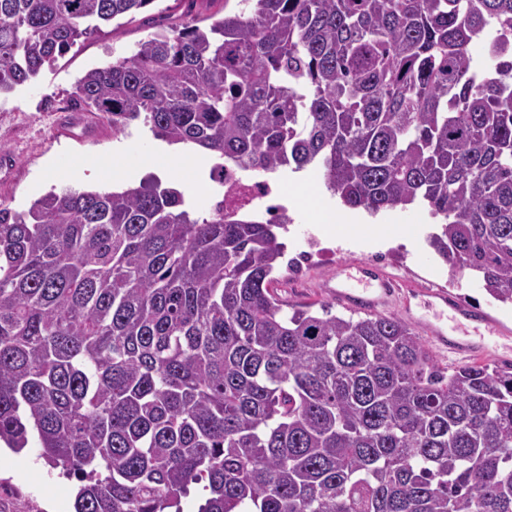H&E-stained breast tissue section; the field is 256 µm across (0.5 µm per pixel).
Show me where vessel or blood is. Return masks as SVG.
<instances>
[{
	"label": "vessel or blood",
	"instance_id": "vessel-or-blood-1",
	"mask_svg": "<svg viewBox=\"0 0 512 512\" xmlns=\"http://www.w3.org/2000/svg\"><path fill=\"white\" fill-rule=\"evenodd\" d=\"M324 285L338 301L360 312L382 313L393 302V279L364 263L342 264L337 269L335 277L326 279ZM430 295L435 300L436 308L452 309L453 318L457 323L483 325L488 332H495L496 327L487 316L476 315L467 305L450 299L445 292L434 289ZM426 328L439 344L454 351L467 352L474 346L473 341L449 335L447 328L442 324L430 322Z\"/></svg>",
	"mask_w": 512,
	"mask_h": 512
}]
</instances>
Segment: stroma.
Returning <instances> with one entry per match:
<instances>
[{"mask_svg":"<svg viewBox=\"0 0 512 512\" xmlns=\"http://www.w3.org/2000/svg\"><path fill=\"white\" fill-rule=\"evenodd\" d=\"M241 8L240 0H153L135 19L119 18L102 26L100 31L77 41L34 81L1 94L0 155L12 160L5 195L9 207L17 212L28 210L54 188L95 189L94 173L100 168L102 157L123 154L132 158L162 150L163 141L155 139L138 121L115 134L97 126L58 123L54 116L60 105L69 104L75 83L88 70L130 55L152 33L180 24L188 14L207 28L224 14ZM199 155V150H184L186 167L182 179L188 182L189 192L198 193L192 207L204 215L212 204L208 173L216 158L211 155L203 161ZM294 210L293 224L280 235L287 246L286 257L306 249L313 238L320 239L322 245L336 247L337 252L334 259L308 264L298 279L293 278L287 265L279 266L274 293L288 307L329 303L334 313L347 314L345 305L331 302L321 283L335 274L338 263L364 261L396 280L399 302L409 303L415 314L434 319L435 312L429 308L425 293L432 284L446 289L453 299L485 311L501 326L498 335L482 328L471 330V338L483 339L485 347L461 354L438 347L422 326H415L420 341L441 367L452 370L474 363L493 366L512 362V305L489 296L477 276L468 272L452 274L427 243L436 223L423 206L414 204L376 214L377 222L404 224L412 231L406 241L395 240L382 248L343 243L325 235L320 225L311 222L307 202L295 205ZM76 485V480L63 477L48 465L38 448L25 449L0 461V512H73Z\"/></svg>","mask_w":512,"mask_h":512,"instance_id":"obj_1","label":"stroma"}]
</instances>
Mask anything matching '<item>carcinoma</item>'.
<instances>
[{"instance_id": "carcinoma-1", "label": "carcinoma", "mask_w": 512, "mask_h": 512, "mask_svg": "<svg viewBox=\"0 0 512 512\" xmlns=\"http://www.w3.org/2000/svg\"><path fill=\"white\" fill-rule=\"evenodd\" d=\"M88 70L120 132L349 208L417 200L429 245L512 304V0H245ZM153 0H0V92ZM488 32L489 63L468 45ZM276 225L198 217L154 175L0 202V441L81 482L74 512H512V364L441 368L401 319L270 292ZM303 172H306V174L308 173L309 189L311 191L312 198L317 202L318 205L327 206V205L331 204L334 206L337 204L338 206H340L342 208L349 209V208H346L341 203V201L339 200V198L337 196H334L330 191H328L326 189V187L324 185L322 173L317 168L308 167L305 170L298 172V173L292 172L290 169H288V171H285V172H282L281 174H279L282 176H280L278 179L286 182L289 187V184L290 183L292 184V180L294 178L298 177L299 175H301V173H303ZM318 193L320 195H322V197L319 196ZM349 210H357V211H362L363 213H365L362 209H349Z\"/></svg>"}]
</instances>
